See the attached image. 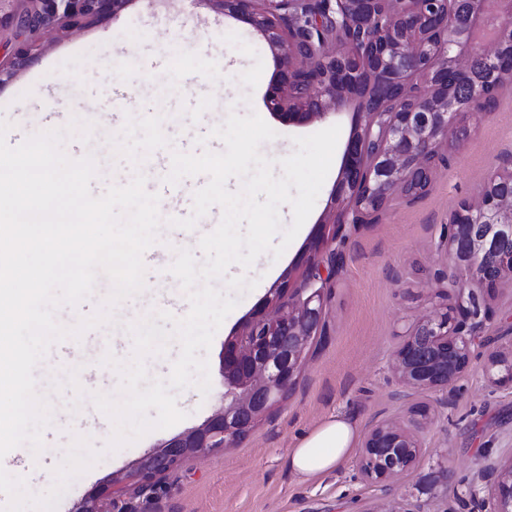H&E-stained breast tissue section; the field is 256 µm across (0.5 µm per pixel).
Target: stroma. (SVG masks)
Wrapping results in <instances>:
<instances>
[{
    "label": "stroma",
    "instance_id": "35a3bbf8",
    "mask_svg": "<svg viewBox=\"0 0 512 512\" xmlns=\"http://www.w3.org/2000/svg\"><path fill=\"white\" fill-rule=\"evenodd\" d=\"M40 52L0 74V121L9 123V145L22 134L42 132L49 104L66 105L74 118L96 122L109 134L97 109L112 85L121 86L133 117L164 101L174 120L165 134L173 149L211 150L195 126L177 116L201 109L207 129L229 113H257L277 133L263 143L271 160L289 156L294 138L339 126L331 166L306 222L280 258L259 256L250 268L231 265L217 289L237 298V306L216 331L206 353L211 387L176 391L186 417L153 430L132 444L108 450L110 432L77 441L60 429L44 439L33 469L0 473V512H74L97 484L122 475L145 453L201 426L224 404L221 372L224 345L241 335L254 308L291 271L315 224L324 217L335 190L351 109L303 124L270 112L264 96L277 71V59L263 36L242 19L224 14L213 0H132L116 15L88 19L75 30L39 32ZM195 62L182 74L173 59ZM491 112L470 114L449 137L446 164L440 165L425 195L396 197L375 222L360 225L341 243L343 263L328 293L325 334L312 346L295 390L243 441L207 455L186 457L156 480L155 490L133 488L117 495L109 512H379L378 492L361 481L353 458L333 472L302 482L288 467L290 448L331 415L355 419L359 432L384 420L402 418L418 402L435 403L430 392L399 399L391 372L402 334L427 314L450 276L444 245L451 212L476 196L487 175L512 152V80L495 92ZM488 353L473 349L471 369L447 408L422 433L423 456L402 476L393 494L410 512H445L480 467L512 457V389L491 386L482 373ZM444 462L452 475L447 498L430 499L417 490L430 465Z\"/></svg>",
    "mask_w": 512,
    "mask_h": 512
}]
</instances>
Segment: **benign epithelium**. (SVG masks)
Masks as SVG:
<instances>
[{
  "label": "benign epithelium",
  "mask_w": 512,
  "mask_h": 512,
  "mask_svg": "<svg viewBox=\"0 0 512 512\" xmlns=\"http://www.w3.org/2000/svg\"><path fill=\"white\" fill-rule=\"evenodd\" d=\"M17 18L0 27L32 31L50 21L76 28L86 18L115 14L130 0H25ZM224 11L260 32L278 59L265 95L269 111L288 122L322 117L353 105L351 129L327 216L315 225L296 267L255 307L246 331L224 347V408L205 424L144 454L126 474L139 490L184 458L243 440L270 417L296 386L314 341L324 334L326 284L342 254L333 244L346 228L367 224L396 196L416 198L444 160L448 132L474 107L494 105L489 85L473 77L476 60L494 75L512 77V0H218ZM496 51L485 55L480 44ZM448 264L453 294L407 331L396 348V384L441 394L448 406L470 371L477 333L493 320L484 303L512 282V153L477 198L463 201L448 220ZM494 386L512 387V343L488 355ZM432 419L427 404L405 418L373 425L356 456L363 481L380 495L421 455V432ZM445 464L431 468L420 491L448 494ZM107 483L86 496L76 512H101L113 498ZM462 512H512V459L481 472L457 497Z\"/></svg>",
  "instance_id": "benign-epithelium-1"
}]
</instances>
